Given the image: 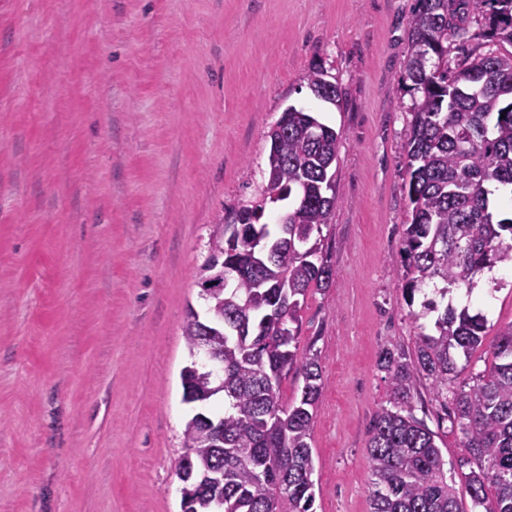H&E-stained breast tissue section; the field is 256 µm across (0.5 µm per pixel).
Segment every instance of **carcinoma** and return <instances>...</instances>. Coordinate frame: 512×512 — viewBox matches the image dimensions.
I'll return each mask as SVG.
<instances>
[{
	"instance_id": "obj_1",
	"label": "carcinoma",
	"mask_w": 512,
	"mask_h": 512,
	"mask_svg": "<svg viewBox=\"0 0 512 512\" xmlns=\"http://www.w3.org/2000/svg\"><path fill=\"white\" fill-rule=\"evenodd\" d=\"M477 20L495 49L464 61L449 57L448 39ZM406 76L413 92L406 132L408 198L401 258L402 296L433 315L419 326L413 352L385 350L391 407L374 417L368 440L371 512H512V321L499 327L490 363L472 386H451L465 370L457 357L483 343L486 317L472 314L474 279L497 265L512 267V0H416ZM317 67L307 84L337 104L336 85ZM264 200H290L285 224H258L244 206L234 224L214 226L198 273L203 287L224 272V285L205 296L208 317L188 308L183 335L190 354L219 330L224 390L184 367L182 389L213 390L224 412L194 414L184 445L193 471L185 497L208 501L206 478L224 470L221 512H313L312 431L323 389L318 351L300 350V311L311 288L333 276L324 243L314 234L330 223L338 133L310 112L285 109L268 132ZM465 290L457 307L453 293ZM296 370L302 386L290 403L281 383ZM431 382L468 457L460 482L448 480L437 433L412 411L422 380Z\"/></svg>"
}]
</instances>
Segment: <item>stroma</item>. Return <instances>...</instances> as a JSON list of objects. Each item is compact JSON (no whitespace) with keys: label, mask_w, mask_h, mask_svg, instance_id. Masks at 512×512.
<instances>
[{"label":"stroma","mask_w":512,"mask_h":512,"mask_svg":"<svg viewBox=\"0 0 512 512\" xmlns=\"http://www.w3.org/2000/svg\"><path fill=\"white\" fill-rule=\"evenodd\" d=\"M415 0H0V512H181L191 407L183 323L213 227L263 222L267 133L288 106L333 126L334 270L310 289L320 352L315 512H369L367 453L390 389L382 351L413 350L401 293L409 210L408 22ZM323 67L338 105L306 77ZM491 358L512 275L473 292ZM411 406L449 467L466 450L429 382Z\"/></svg>","instance_id":"1"}]
</instances>
